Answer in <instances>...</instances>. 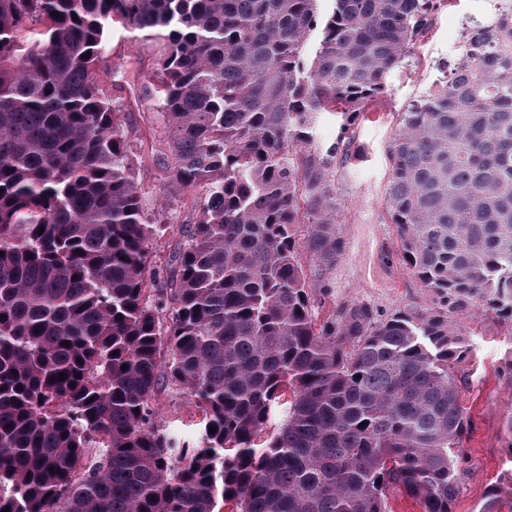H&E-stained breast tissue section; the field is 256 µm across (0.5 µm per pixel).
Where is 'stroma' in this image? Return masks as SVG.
<instances>
[{
	"mask_svg": "<svg viewBox=\"0 0 512 512\" xmlns=\"http://www.w3.org/2000/svg\"><path fill=\"white\" fill-rule=\"evenodd\" d=\"M488 8V0H442L417 43L414 59L392 73L387 92L352 121L348 132L358 153L337 163L333 180L345 248L332 273V297L326 300L325 310L350 299L368 302L382 314L407 305L431 306V296L399 256L386 200L388 147L398 132L400 112L450 73L467 19ZM165 51L162 39L114 28L106 61L111 66L124 60L137 63L140 85L133 90L110 78L103 84L105 93L121 108L136 180L154 207L164 202L167 190L159 153L166 131L158 100L147 88L155 81V63ZM473 331L472 350L457 370L470 429L464 441L468 456L464 490L454 512H478L489 489L512 483V434L505 428L512 412V389L505 382L512 369V330L484 317L475 319ZM155 403L168 428L186 441L197 440L201 415L190 397L168 386L156 393Z\"/></svg>",
	"mask_w": 512,
	"mask_h": 512,
	"instance_id": "obj_1",
	"label": "stroma"
}]
</instances>
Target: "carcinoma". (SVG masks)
Instances as JSON below:
<instances>
[{
	"mask_svg": "<svg viewBox=\"0 0 512 512\" xmlns=\"http://www.w3.org/2000/svg\"><path fill=\"white\" fill-rule=\"evenodd\" d=\"M317 2L0 0V512H386L394 491L453 512L469 322L512 326V0L470 19L389 147L390 221L433 306L323 319L351 139L314 129L384 94L435 0ZM116 22L166 42V184L192 224L138 189L101 88ZM165 382L200 444L158 421ZM343 122L345 121H343L341 114L334 111L323 114L316 131L317 141L323 144L337 141L341 135V124Z\"/></svg>",
	"mask_w": 512,
	"mask_h": 512,
	"instance_id": "carcinoma-1",
	"label": "carcinoma"
}]
</instances>
